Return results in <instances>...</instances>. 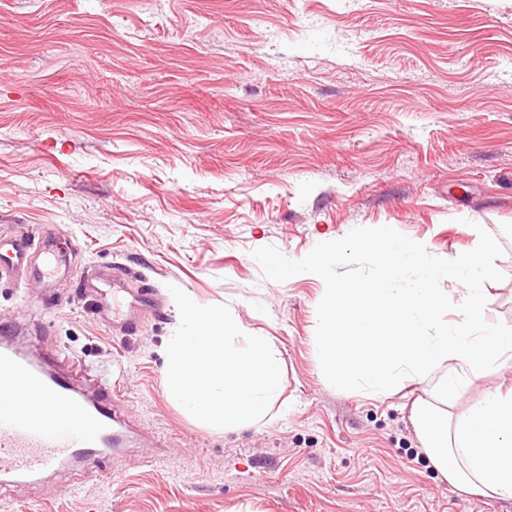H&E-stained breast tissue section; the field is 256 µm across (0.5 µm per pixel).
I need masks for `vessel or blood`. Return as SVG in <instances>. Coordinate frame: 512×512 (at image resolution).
<instances>
[{
    "label": "vessel or blood",
    "instance_id": "vessel-or-blood-1",
    "mask_svg": "<svg viewBox=\"0 0 512 512\" xmlns=\"http://www.w3.org/2000/svg\"><path fill=\"white\" fill-rule=\"evenodd\" d=\"M30 249L28 239H14L0 270L23 268ZM84 380L79 365L0 336L1 483H36L137 442L110 393Z\"/></svg>",
    "mask_w": 512,
    "mask_h": 512
}]
</instances>
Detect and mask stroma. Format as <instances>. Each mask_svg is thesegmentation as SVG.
<instances>
[{
  "label": "stroma",
  "instance_id": "1",
  "mask_svg": "<svg viewBox=\"0 0 512 512\" xmlns=\"http://www.w3.org/2000/svg\"><path fill=\"white\" fill-rule=\"evenodd\" d=\"M380 224L447 260L495 236L485 314L512 326V0H0V247L34 241L0 274V333L162 442L0 486V512H512L435 468L420 387L331 386L324 281L253 257ZM118 268L158 296L126 333L84 292ZM172 284L273 338L287 407L224 430L169 400ZM12 251L6 259L0 262V270L5 269H21L27 264L30 254L31 243L23 237L14 239L11 243Z\"/></svg>",
  "mask_w": 512,
  "mask_h": 512
}]
</instances>
